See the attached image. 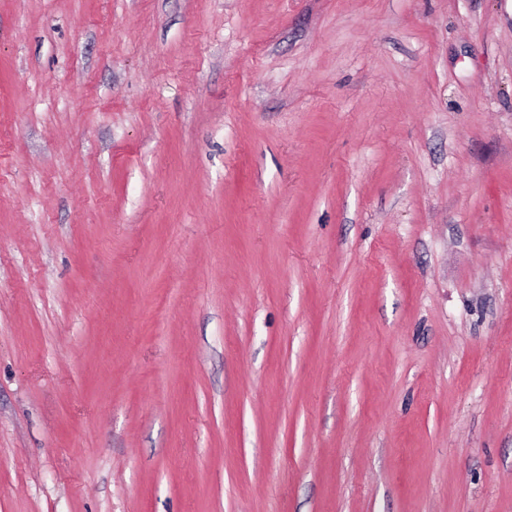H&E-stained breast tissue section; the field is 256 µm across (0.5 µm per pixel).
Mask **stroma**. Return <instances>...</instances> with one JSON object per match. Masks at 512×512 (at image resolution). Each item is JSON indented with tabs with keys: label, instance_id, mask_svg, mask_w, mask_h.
Segmentation results:
<instances>
[{
	"label": "stroma",
	"instance_id": "1",
	"mask_svg": "<svg viewBox=\"0 0 512 512\" xmlns=\"http://www.w3.org/2000/svg\"><path fill=\"white\" fill-rule=\"evenodd\" d=\"M0 512H512V0H0Z\"/></svg>",
	"mask_w": 512,
	"mask_h": 512
}]
</instances>
